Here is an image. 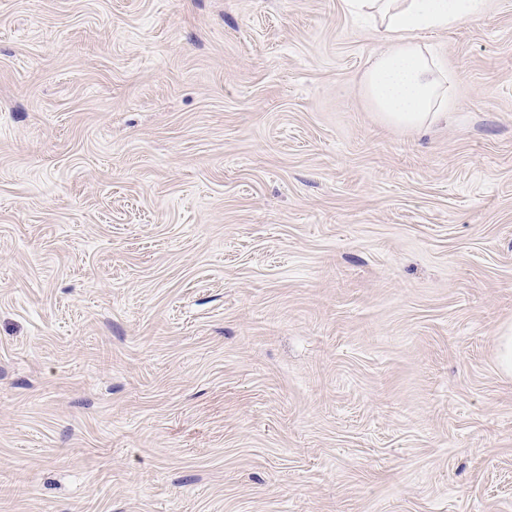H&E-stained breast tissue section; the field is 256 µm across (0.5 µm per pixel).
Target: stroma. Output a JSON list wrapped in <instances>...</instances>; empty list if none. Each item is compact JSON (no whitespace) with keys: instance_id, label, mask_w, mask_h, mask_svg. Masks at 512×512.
I'll list each match as a JSON object with an SVG mask.
<instances>
[{"instance_id":"obj_1","label":"stroma","mask_w":512,"mask_h":512,"mask_svg":"<svg viewBox=\"0 0 512 512\" xmlns=\"http://www.w3.org/2000/svg\"><path fill=\"white\" fill-rule=\"evenodd\" d=\"M0 0V512H512V0ZM350 11L371 21L386 45L362 75L363 88L387 124L430 127L448 114L456 76L417 33L448 29L477 15L483 0H347Z\"/></svg>"}]
</instances>
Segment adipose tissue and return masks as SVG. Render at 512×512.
Here are the masks:
<instances>
[{
    "instance_id": "adipose-tissue-1",
    "label": "adipose tissue",
    "mask_w": 512,
    "mask_h": 512,
    "mask_svg": "<svg viewBox=\"0 0 512 512\" xmlns=\"http://www.w3.org/2000/svg\"><path fill=\"white\" fill-rule=\"evenodd\" d=\"M482 5L483 0H348L351 12L370 20L385 41L362 75L383 121L422 130L447 115L455 76L417 35L450 28L477 15Z\"/></svg>"
}]
</instances>
